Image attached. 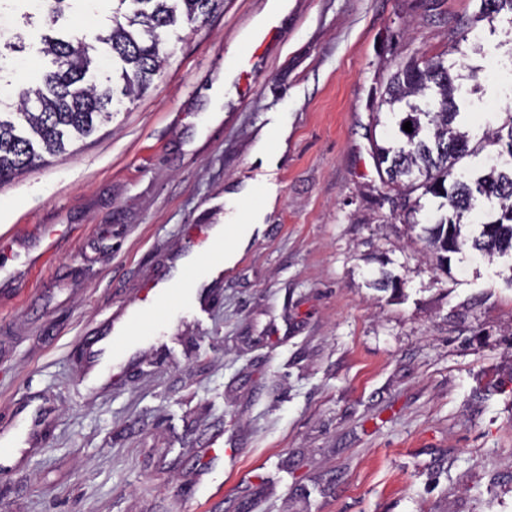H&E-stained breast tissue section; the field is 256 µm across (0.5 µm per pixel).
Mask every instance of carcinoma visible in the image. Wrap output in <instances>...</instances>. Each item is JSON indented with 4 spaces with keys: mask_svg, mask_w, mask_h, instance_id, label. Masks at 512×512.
I'll list each match as a JSON object with an SVG mask.
<instances>
[{
    "mask_svg": "<svg viewBox=\"0 0 512 512\" xmlns=\"http://www.w3.org/2000/svg\"><path fill=\"white\" fill-rule=\"evenodd\" d=\"M26 23L39 18V55L49 70L19 94L13 120L0 118V183L27 169L41 152L66 151L77 138L96 130L111 117L116 94L130 96L144 89L167 59L168 32L179 21L194 22L223 7L224 0H112L107 35L56 34L70 0H23ZM512 14V0H481L478 19L489 21L502 11ZM107 45L112 71L98 74V45ZM456 62L442 58L397 65L381 104L397 125L396 140L372 139L373 155L383 186L395 192L409 225L427 212L419 238L437 266L448 269L450 255L469 248L483 256L512 253V113L500 127L472 141L460 125L458 100L462 75ZM411 123L412 132L403 130ZM497 147L495 161L480 171L459 168L462 160ZM485 213L477 235L462 234L466 218Z\"/></svg>",
    "mask_w": 512,
    "mask_h": 512,
    "instance_id": "cac0c4a2",
    "label": "carcinoma"
}]
</instances>
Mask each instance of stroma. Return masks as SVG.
<instances>
[{"mask_svg": "<svg viewBox=\"0 0 512 512\" xmlns=\"http://www.w3.org/2000/svg\"><path fill=\"white\" fill-rule=\"evenodd\" d=\"M270 4L178 26L145 93L0 184V263L20 271L0 287V426L38 431L0 469V512H512V256L437 270L370 150L395 132L371 109L408 58L475 70L469 127L500 126L512 21L459 43L448 20L479 0ZM268 190L206 313L172 311L121 383L83 380L87 339L177 274L186 229ZM385 272L395 290L374 288Z\"/></svg>", "mask_w": 512, "mask_h": 512, "instance_id": "35a3bbf8", "label": "stroma"}]
</instances>
